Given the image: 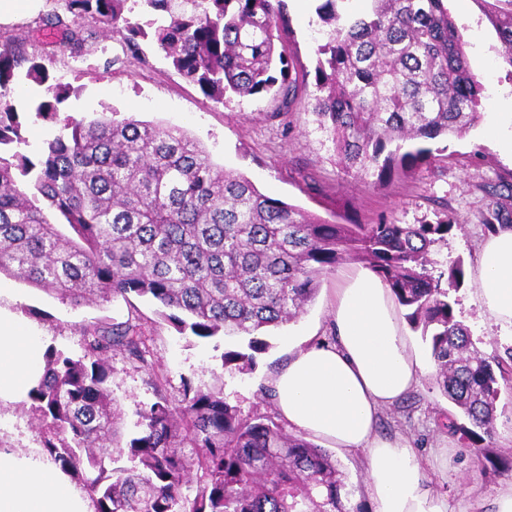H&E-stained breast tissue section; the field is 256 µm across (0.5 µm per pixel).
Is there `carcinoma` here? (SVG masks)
<instances>
[{"label":"carcinoma","instance_id":"obj_1","mask_svg":"<svg viewBox=\"0 0 512 512\" xmlns=\"http://www.w3.org/2000/svg\"><path fill=\"white\" fill-rule=\"evenodd\" d=\"M321 0L311 114L336 165L384 184L432 164L427 139L476 123L483 88L470 69L447 0ZM496 31L512 80V0H478ZM147 17H133L135 9ZM122 36L138 58L152 38L173 68L216 103L230 95L278 101L292 115V63L277 49L289 29L286 0H64L35 31L60 35L65 51H88V25ZM0 35V274L78 307L134 293L170 310L166 318L199 338L248 337L222 367L252 370L270 347V327L297 321L322 276L357 261L390 289L408 322L430 334L437 381L452 410L444 428L484 468L501 388L512 390V347L486 356L456 318L461 260L435 272L432 247L459 220L443 205L431 224H329L262 194L244 174L215 165L181 128L103 112L69 121L31 159L12 104L16 70L43 87L35 115L53 120L69 89L45 65ZM30 180L31 192L19 187ZM68 226L73 235L61 232ZM77 359L52 346L28 394L41 449L68 472L94 512H349L331 453L290 434L269 415L245 414L222 387L183 389L173 402L136 408L137 436L121 445L120 407L109 359L147 364L139 318L83 330ZM463 417L468 424L458 422ZM196 448L195 457L181 449ZM129 462L120 466L121 459ZM196 480L193 499L182 488Z\"/></svg>","mask_w":512,"mask_h":512}]
</instances>
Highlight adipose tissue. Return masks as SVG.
<instances>
[{"mask_svg":"<svg viewBox=\"0 0 512 512\" xmlns=\"http://www.w3.org/2000/svg\"><path fill=\"white\" fill-rule=\"evenodd\" d=\"M472 278L492 323L512 333V226L480 245ZM333 342L297 349L272 380L289 428L364 457L375 512H448L431 495L406 439L377 433L382 409L415 385L397 306L383 281L359 268L343 274L329 303ZM44 350L16 315H0V405L25 399L43 372ZM0 512H93L71 477L24 448H0Z\"/></svg>","mask_w":512,"mask_h":512,"instance_id":"obj_1","label":"adipose tissue"}]
</instances>
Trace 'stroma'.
Segmentation results:
<instances>
[{
	"instance_id": "stroma-1",
	"label": "stroma",
	"mask_w": 512,
	"mask_h": 512,
	"mask_svg": "<svg viewBox=\"0 0 512 512\" xmlns=\"http://www.w3.org/2000/svg\"><path fill=\"white\" fill-rule=\"evenodd\" d=\"M316 6V0H288L287 51L296 76L310 87L315 84V48L321 39ZM448 10L465 42L469 66L485 91L499 92L504 103H511L512 79L507 76L511 69L499 53L500 41L478 0H465L461 5L450 0ZM89 29L94 50L84 58L69 57L46 38L34 42L32 50L42 54L52 82L69 87L71 94L60 105L56 120L45 121L28 111L40 94L39 87L17 77L12 103L25 124L28 144L23 154L38 156L67 120L87 122L107 107L122 118L132 115L155 125L185 129L207 149L216 165L245 174L263 194L333 224H367L382 217L401 224L432 223L440 204H447L460 225L446 242L436 246L435 256L441 261L463 259L468 268L474 266L478 248L488 235L484 214L495 205L512 211V164L502 158L496 142L488 136L487 117H480L463 135L430 141L436 163L385 187L366 185L337 166L307 113L308 97L295 102L298 121L289 129L269 119L273 108L269 98L214 103L197 85L183 79L152 42L142 41L141 60L126 59L119 37L103 34L94 23ZM337 278L334 272L322 278L315 299L296 322L270 330L269 349L257 355L252 371L243 374L223 370L222 337L200 339L179 332L157 303L143 297L133 295L125 303H90L75 309L41 289L10 279L6 282L8 294L0 296V309L21 315L32 335L41 337L45 346L75 357L82 353V326L123 321L132 312L140 316L150 350L147 365L132 364L120 353L113 354L110 361L112 392L122 411L121 432L128 439L136 434L137 405L156 399L150 383L155 372L165 377L169 398H179L184 383L204 387L219 380L230 404L246 413L275 415L273 401L261 391L269 387L293 349L328 337V301ZM456 297L458 320L485 354L512 346V335L491 327L472 280H465ZM407 336L422 373L412 390L380 414L377 432L383 437L407 439L423 465L429 492L447 500L448 512H493L495 498L512 486V478L480 475L456 437L440 428L442 413L450 405L437 383L429 343L414 330ZM0 433L21 448L40 445L28 415L15 404L0 409ZM440 446L448 449L444 467L434 460V450ZM334 458L344 475L342 495L350 512H375L366 492L361 455L338 451Z\"/></svg>"
}]
</instances>
